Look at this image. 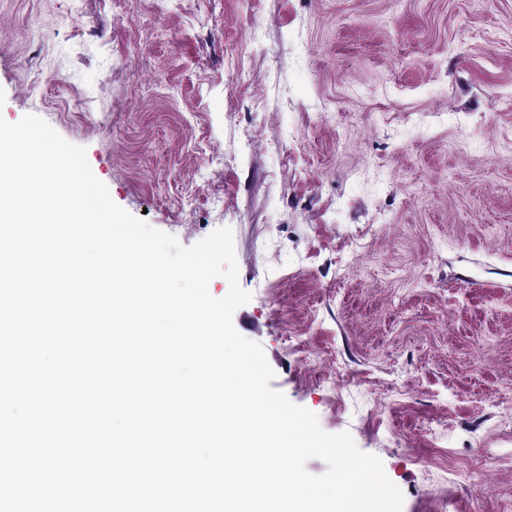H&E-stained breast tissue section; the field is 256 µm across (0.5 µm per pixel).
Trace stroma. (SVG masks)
Listing matches in <instances>:
<instances>
[{"instance_id": "obj_1", "label": "stroma", "mask_w": 512, "mask_h": 512, "mask_svg": "<svg viewBox=\"0 0 512 512\" xmlns=\"http://www.w3.org/2000/svg\"><path fill=\"white\" fill-rule=\"evenodd\" d=\"M29 114L182 246L232 229L236 330L402 512H512V0H0Z\"/></svg>"}]
</instances>
